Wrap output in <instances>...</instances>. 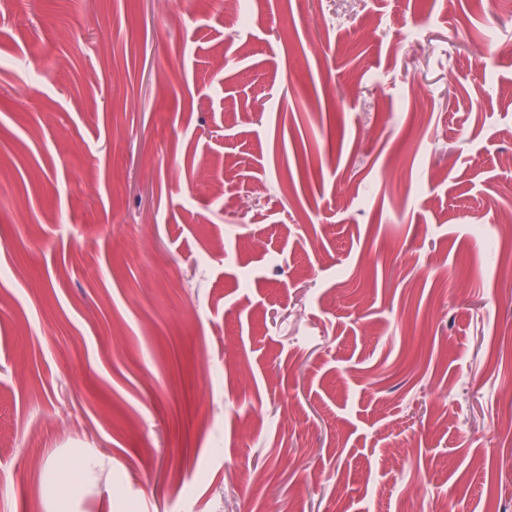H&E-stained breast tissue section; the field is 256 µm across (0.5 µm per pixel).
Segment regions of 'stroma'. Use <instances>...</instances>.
Wrapping results in <instances>:
<instances>
[{"instance_id": "1", "label": "stroma", "mask_w": 512, "mask_h": 512, "mask_svg": "<svg viewBox=\"0 0 512 512\" xmlns=\"http://www.w3.org/2000/svg\"><path fill=\"white\" fill-rule=\"evenodd\" d=\"M161 2L0 0V512H512V0ZM101 459L90 456L74 458L69 477L55 484L53 497L56 504L61 507L63 503L81 494L83 490V477L96 469Z\"/></svg>"}]
</instances>
